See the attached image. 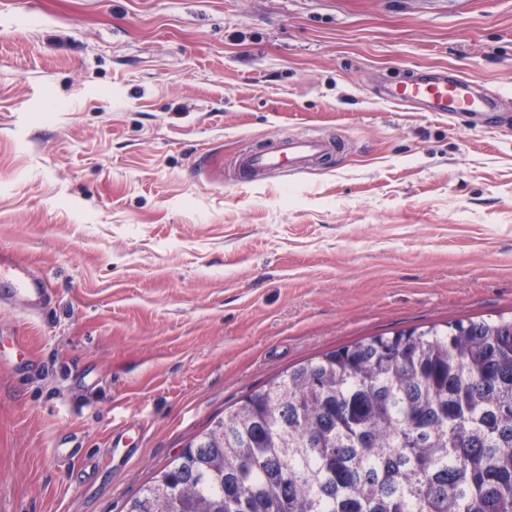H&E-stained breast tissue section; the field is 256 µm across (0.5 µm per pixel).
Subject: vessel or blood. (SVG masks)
Listing matches in <instances>:
<instances>
[{
    "label": "vessel or blood",
    "instance_id": "1",
    "mask_svg": "<svg viewBox=\"0 0 512 512\" xmlns=\"http://www.w3.org/2000/svg\"><path fill=\"white\" fill-rule=\"evenodd\" d=\"M385 98L398 105H421L426 111L440 113L494 112L501 104L499 94L476 91L473 81L460 72L395 83L388 88ZM329 149V143L323 140L294 136L276 145L249 148L240 166L254 173L298 172L320 161ZM1 280L10 283L12 293L22 299L28 314H39L52 302L53 291L48 278L4 251H0ZM130 431V426L126 425L112 433L114 465H123L132 456Z\"/></svg>",
    "mask_w": 512,
    "mask_h": 512
}]
</instances>
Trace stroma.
Wrapping results in <instances>:
<instances>
[{"label": "stroma", "instance_id": "stroma-1", "mask_svg": "<svg viewBox=\"0 0 512 512\" xmlns=\"http://www.w3.org/2000/svg\"><path fill=\"white\" fill-rule=\"evenodd\" d=\"M456 71L512 113V0H0V250L56 292L0 305V512H125L288 366L511 316L512 124L383 96ZM298 134L339 148L242 175ZM141 428L142 425L140 423H133L112 431L113 465L121 466L131 458L134 448H129V433L132 430L140 431Z\"/></svg>", "mask_w": 512, "mask_h": 512}]
</instances>
